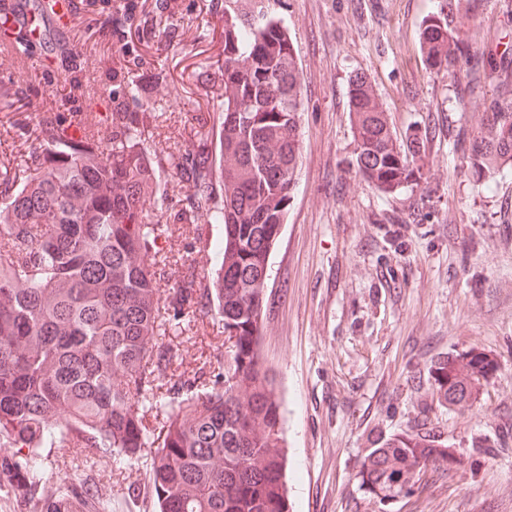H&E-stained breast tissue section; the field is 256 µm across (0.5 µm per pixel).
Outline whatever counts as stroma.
I'll use <instances>...</instances> for the list:
<instances>
[{"mask_svg":"<svg viewBox=\"0 0 512 512\" xmlns=\"http://www.w3.org/2000/svg\"><path fill=\"white\" fill-rule=\"evenodd\" d=\"M136 20L124 19L127 2ZM442 0H83L68 25V70L25 66L0 51V164L19 144L38 149L25 117L53 109L108 113L112 92L140 85L128 111L146 114L143 146L162 193L148 210L169 265L162 300L208 285L201 259L218 225L182 220L190 201L175 174L200 125L224 112V18L260 7L281 20L302 82L301 157L288 219L268 266L260 352L275 375L287 442L291 512H512V177L480 178L467 150L475 127L464 73L430 69L420 27ZM506 0H477L464 19L477 49L512 53ZM127 38L133 49L119 58ZM365 77L398 138H420L421 177L391 194L356 171L349 87ZM179 384L175 411L215 385L228 348L213 308L190 319L163 309ZM478 348L499 370L471 407L439 404L433 366ZM426 435L458 465L428 467L406 494L380 504L359 472L378 439ZM25 451L0 436V512H34L17 466ZM46 473L107 512H157L142 460L84 463L77 447L46 448Z\"/></svg>","mask_w":512,"mask_h":512,"instance_id":"obj_1","label":"stroma"}]
</instances>
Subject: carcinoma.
I'll use <instances>...</instances> for the list:
<instances>
[{
    "label": "carcinoma",
    "instance_id": "cac0c4a2",
    "mask_svg": "<svg viewBox=\"0 0 512 512\" xmlns=\"http://www.w3.org/2000/svg\"><path fill=\"white\" fill-rule=\"evenodd\" d=\"M453 0L423 24L428 65L450 76L471 66L467 90L482 108L473 167L512 175V57L474 50ZM494 76L486 92L481 74ZM114 93L111 131L95 112L38 118L41 151L0 174V435L28 448L24 472L40 490L36 512H72L51 484L41 449L77 443L86 460L134 455L149 430L139 398L162 386L175 353L159 341L156 257L163 228L146 222L155 202L153 164L138 114ZM357 173L384 193L416 180L405 148L366 78L349 89ZM301 77L281 21L256 11L224 17V118L217 145L198 131L179 171L190 211L223 231L210 242L206 295L217 301L229 342L219 386L162 413V445L147 457L159 512H289L276 379L258 343L271 249L285 223L300 155ZM224 184V201L214 202ZM497 371L479 349L434 370L438 400L464 409ZM457 463L436 440L395 435L364 459L362 486L381 500L411 489L429 466Z\"/></svg>",
    "mask_w": 512,
    "mask_h": 512
}]
</instances>
